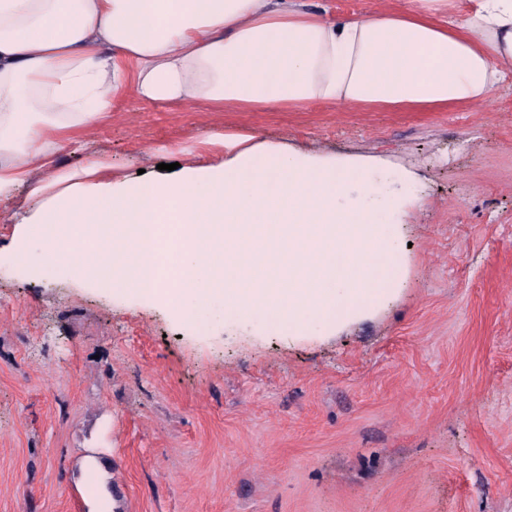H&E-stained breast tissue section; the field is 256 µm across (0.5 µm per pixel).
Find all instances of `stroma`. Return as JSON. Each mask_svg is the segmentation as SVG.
Segmentation results:
<instances>
[{"label": "stroma", "mask_w": 512, "mask_h": 512, "mask_svg": "<svg viewBox=\"0 0 512 512\" xmlns=\"http://www.w3.org/2000/svg\"><path fill=\"white\" fill-rule=\"evenodd\" d=\"M425 178L391 296L302 332L38 277L0 206V512H512V75L438 112H212L126 90L85 134L129 171L212 130Z\"/></svg>", "instance_id": "35a3bbf8"}]
</instances>
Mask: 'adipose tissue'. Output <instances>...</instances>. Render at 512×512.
<instances>
[{
  "instance_id": "ef3b65f1",
  "label": "adipose tissue",
  "mask_w": 512,
  "mask_h": 512,
  "mask_svg": "<svg viewBox=\"0 0 512 512\" xmlns=\"http://www.w3.org/2000/svg\"><path fill=\"white\" fill-rule=\"evenodd\" d=\"M448 7L331 20L298 0H0V203L27 204L14 263L37 226L44 268L183 319L217 300L293 331L351 317L394 280L393 227L422 204L416 171L219 130L151 177L94 151L77 167L58 155L129 85L213 112L487 102L512 67V0H474L461 22Z\"/></svg>"
}]
</instances>
